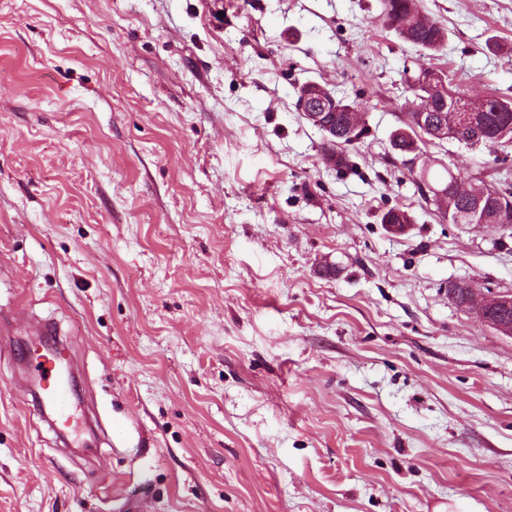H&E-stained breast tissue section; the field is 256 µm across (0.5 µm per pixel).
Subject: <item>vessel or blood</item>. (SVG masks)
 I'll use <instances>...</instances> for the list:
<instances>
[{
    "label": "vessel or blood",
    "mask_w": 512,
    "mask_h": 512,
    "mask_svg": "<svg viewBox=\"0 0 512 512\" xmlns=\"http://www.w3.org/2000/svg\"><path fill=\"white\" fill-rule=\"evenodd\" d=\"M36 333L53 337L54 343L51 349L31 352L27 364L36 377L42 406L50 411L54 429L64 435L73 431L77 425L73 384L61 371L65 345L55 339L51 323L39 324Z\"/></svg>",
    "instance_id": "vessel-or-blood-1"
}]
</instances>
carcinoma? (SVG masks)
I'll return each instance as SVG.
<instances>
[{"mask_svg":"<svg viewBox=\"0 0 512 512\" xmlns=\"http://www.w3.org/2000/svg\"><path fill=\"white\" fill-rule=\"evenodd\" d=\"M380 5L388 27L405 42L429 56L442 51L448 39L447 32L435 18L421 9L418 0H380ZM442 73L444 70L430 66L412 78V98L401 105L409 120L405 127L394 131L392 149L402 155L415 153L418 142L423 138L439 142L453 140L471 148L484 147L494 153L512 148V98L489 95L473 101L450 85L443 95L430 83L432 76ZM308 95L325 104L323 124L317 129L330 145L342 149L359 137L363 112L356 102L334 99L329 89L317 82L302 85L298 100ZM501 167L504 177L496 187L508 208L512 207V182L509 181L512 168L505 158L501 159ZM442 169L443 172L434 176L428 170L420 172L417 184L423 198L435 201L449 218L458 215L464 224L493 230L502 229L503 222L512 218L508 211L500 214L497 201L490 198L478 215L467 217L473 200L484 189H466L463 187L464 177L446 165ZM382 222L395 231H401L410 223V217L407 211L396 205L383 215Z\"/></svg>","mask_w":512,"mask_h":512,"instance_id":"1","label":"carcinoma"}]
</instances>
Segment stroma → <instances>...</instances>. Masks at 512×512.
<instances>
[{"label":"stroma","mask_w":512,"mask_h":512,"mask_svg":"<svg viewBox=\"0 0 512 512\" xmlns=\"http://www.w3.org/2000/svg\"><path fill=\"white\" fill-rule=\"evenodd\" d=\"M421 5L433 59L379 0H0V512H512V337L446 291L512 292V234L416 185L498 166L390 145L422 68L512 96V0ZM45 319L93 450L22 378ZM308 95L319 102H324L325 108L321 111L326 110L322 117L324 124L318 126L308 118L305 111H302L305 108L303 99ZM333 100L334 95L329 89L317 82H308L299 89L298 102H301L304 118L323 133L330 145L342 149L351 145L359 137L363 112L355 101L347 103L336 98V107H334Z\"/></svg>","instance_id":"obj_1"}]
</instances>
